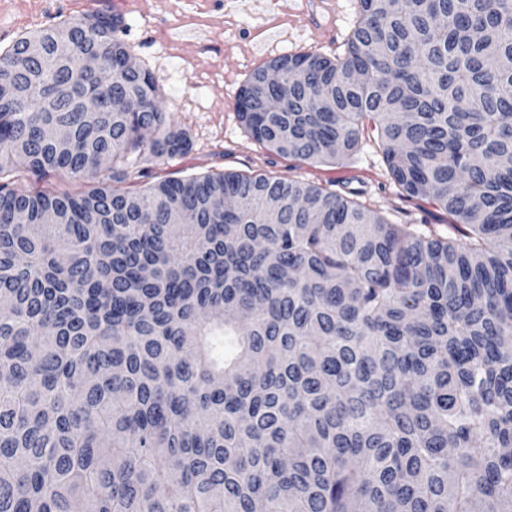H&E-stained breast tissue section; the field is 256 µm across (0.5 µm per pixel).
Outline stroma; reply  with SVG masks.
<instances>
[{
    "label": "stroma",
    "instance_id": "stroma-1",
    "mask_svg": "<svg viewBox=\"0 0 512 512\" xmlns=\"http://www.w3.org/2000/svg\"><path fill=\"white\" fill-rule=\"evenodd\" d=\"M91 0H0V51L21 35L78 20ZM135 60L158 83L159 101L191 141L188 155L154 167L158 177L237 171L356 192L390 222L449 232L447 214L424 199H406L382 151L363 139L335 164H304L258 144L236 112L255 69L286 54L344 55L358 0H331L321 27L310 26L304 0H112Z\"/></svg>",
    "mask_w": 512,
    "mask_h": 512
}]
</instances>
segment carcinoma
Here are the masks:
<instances>
[{"mask_svg":"<svg viewBox=\"0 0 512 512\" xmlns=\"http://www.w3.org/2000/svg\"><path fill=\"white\" fill-rule=\"evenodd\" d=\"M124 32L0 53V512H512V0H359L344 56L237 101L302 163L371 134L446 238L299 179L148 181L189 140Z\"/></svg>","mask_w":512,"mask_h":512,"instance_id":"obj_1","label":"carcinoma"}]
</instances>
